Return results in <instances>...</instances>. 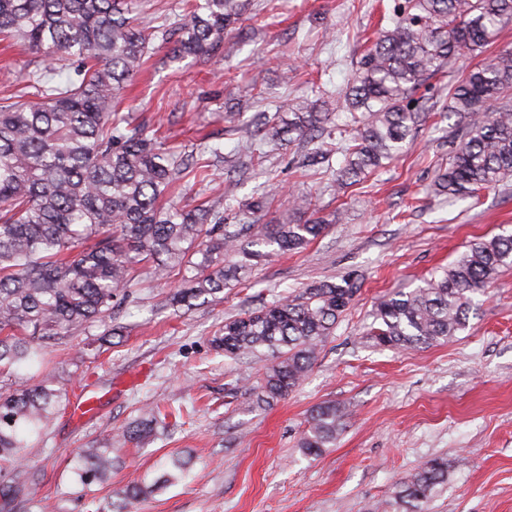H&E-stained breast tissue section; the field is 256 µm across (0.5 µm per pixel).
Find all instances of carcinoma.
<instances>
[{
    "label": "carcinoma",
    "mask_w": 512,
    "mask_h": 512,
    "mask_svg": "<svg viewBox=\"0 0 512 512\" xmlns=\"http://www.w3.org/2000/svg\"><path fill=\"white\" fill-rule=\"evenodd\" d=\"M247 0H195L188 18L158 29L173 59H204L221 52ZM131 0H0V38L21 41L49 65L30 75L17 93L0 98V369L39 357L43 336L107 325L131 294L134 271L151 264L164 278L187 272L181 301L214 297L256 260L305 248L325 220L302 224H226L211 202H164L179 174L197 164L115 111L141 68L149 34L132 16ZM512 19V0H404L392 27L366 54L343 92L355 135L344 149L336 185L382 168L400 157L426 115L416 90L462 51L483 52L499 25ZM512 50L478 65L448 91L441 118H457L464 135L434 180L453 199L512 179ZM498 101L495 111L483 105ZM330 113L307 99L274 114L256 115L250 151L271 142L321 141ZM512 268V233L469 243L451 265L410 291L380 297L369 336L383 348L424 349L466 328L472 295ZM358 291L354 278L324 279L299 293L224 322L212 339L234 360L269 352L273 361L250 388L257 402L285 398L303 381L324 342ZM66 393L44 375L34 385L0 392V512L38 504V472L25 463L26 436L44 434ZM160 410L122 430L127 439L150 437ZM345 412L327 402L313 409L299 448L320 456L336 444ZM110 448H84L75 473L81 487L106 482L115 466ZM189 460L171 459L159 477L113 493L97 512H128L155 490L186 478ZM448 480V460L435 458L396 485L395 512H427Z\"/></svg>",
    "instance_id": "obj_1"
}]
</instances>
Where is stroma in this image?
<instances>
[{
    "instance_id": "stroma-1",
    "label": "stroma",
    "mask_w": 512,
    "mask_h": 512,
    "mask_svg": "<svg viewBox=\"0 0 512 512\" xmlns=\"http://www.w3.org/2000/svg\"><path fill=\"white\" fill-rule=\"evenodd\" d=\"M395 0H251L221 53L171 61L154 39L119 110L133 113L169 146L207 159V147L238 157L254 113L280 102H326L334 150L325 163L303 166L305 147L247 158L234 194L225 197L228 224H278L291 197L312 196L328 230L298 253L252 266L242 285L188 306L173 302L180 277L135 273L125 305L105 327L43 339L40 364L0 373V388L54 374L68 394L95 396V409L54 415L46 435L25 451L41 472L40 494L54 512H94V501L158 475L171 458L190 459L188 477L135 503L130 512H373L395 486L426 461H448V482L429 512H512V269L475 294L466 329L419 350L374 346L367 336L376 299L419 285L457 259L473 239L512 231V182L451 200L433 181L447 167L462 133L454 121L427 120L400 158L357 184L337 188L340 144L353 136L339 96L385 24ZM512 49L505 23L482 55L451 59L420 89L436 108L465 73ZM41 56L0 41V96L23 87L44 67ZM272 198L256 215L245 206ZM358 274L359 289L308 376L284 399L258 407L250 394L264 361H233L212 345L225 319L287 298L311 282ZM333 402L348 413L334 447L303 455L298 441L312 409ZM165 413L145 442L114 439L144 407ZM113 445L110 479L90 490L73 481L80 448Z\"/></svg>"
}]
</instances>
